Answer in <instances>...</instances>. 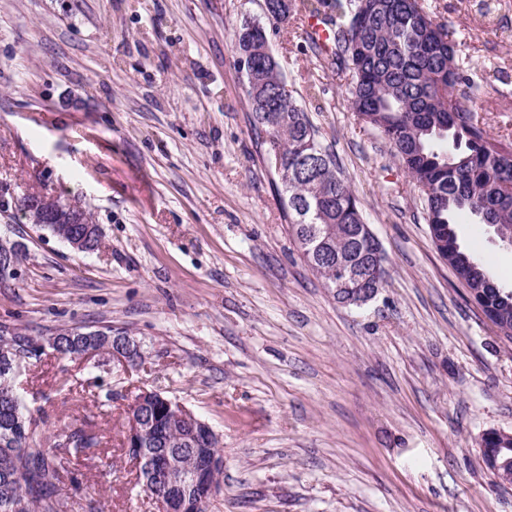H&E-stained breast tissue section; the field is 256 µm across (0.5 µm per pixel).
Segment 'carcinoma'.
Wrapping results in <instances>:
<instances>
[{"mask_svg":"<svg viewBox=\"0 0 512 512\" xmlns=\"http://www.w3.org/2000/svg\"><path fill=\"white\" fill-rule=\"evenodd\" d=\"M313 15L331 28V46L318 52L338 72L350 75L349 99L356 116L394 148L412 184L423 198L427 223L448 249V267L468 289L479 309L503 337L512 341V290L495 283L482 262L459 242L462 215L493 228L512 245V153L496 141L456 97L477 100L485 94L456 59L454 32L436 20L424 0H318ZM265 17L275 24L290 18L294 0H264ZM264 25L244 19L233 31L236 65L249 72L243 81L254 130L261 147L279 152L288 169L281 203L293 241L323 287L344 304L336 289V261L365 262L366 247L355 228L365 223L351 184L336 157L322 145L319 131L288 88L276 57L264 51ZM67 241L90 233L94 251L99 228L86 224L49 225ZM0 328V512H71L63 487H80L78 463L99 447L97 435L82 426L47 434L26 409L8 366L21 359L37 362L40 337ZM83 339L58 334L57 357L79 360ZM152 421L148 436L135 447L143 459L141 482L152 494L172 496L191 512L197 448L208 426L189 427L178 403L163 394L144 396L135 415ZM512 439L495 433L482 462L498 486L512 485ZM168 458L181 469L176 479L157 469Z\"/></svg>","mask_w":512,"mask_h":512,"instance_id":"obj_1","label":"carcinoma"}]
</instances>
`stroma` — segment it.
I'll use <instances>...</instances> for the list:
<instances>
[{"instance_id": "stroma-1", "label": "stroma", "mask_w": 512, "mask_h": 512, "mask_svg": "<svg viewBox=\"0 0 512 512\" xmlns=\"http://www.w3.org/2000/svg\"><path fill=\"white\" fill-rule=\"evenodd\" d=\"M316 0L271 32L298 101L349 179L386 256L388 286L336 303L300 258L281 183L250 125L233 28L262 0H0V324L33 336L107 325L141 341L123 370L46 352L16 387L52 433L78 423L87 461L73 512H156L125 446L139 390L219 435L207 512H512L481 434L512 431V342L438 255L391 145L360 122L307 43ZM487 94L479 121L512 148V0H430ZM87 207L98 250L30 224L31 193ZM459 241L512 289V246L483 224Z\"/></svg>"}]
</instances>
